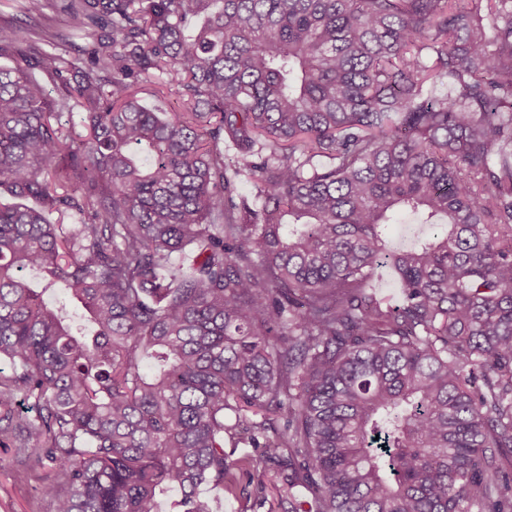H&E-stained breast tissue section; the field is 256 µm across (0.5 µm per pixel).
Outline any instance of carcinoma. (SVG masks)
<instances>
[{
  "instance_id": "1",
  "label": "carcinoma",
  "mask_w": 512,
  "mask_h": 512,
  "mask_svg": "<svg viewBox=\"0 0 512 512\" xmlns=\"http://www.w3.org/2000/svg\"><path fill=\"white\" fill-rule=\"evenodd\" d=\"M65 12L111 29L88 62L0 68V448L53 512H212L269 467L288 512H512V0ZM167 76L155 73L141 82L140 97L149 107L156 108L160 112H182L180 100L167 91Z\"/></svg>"
}]
</instances>
